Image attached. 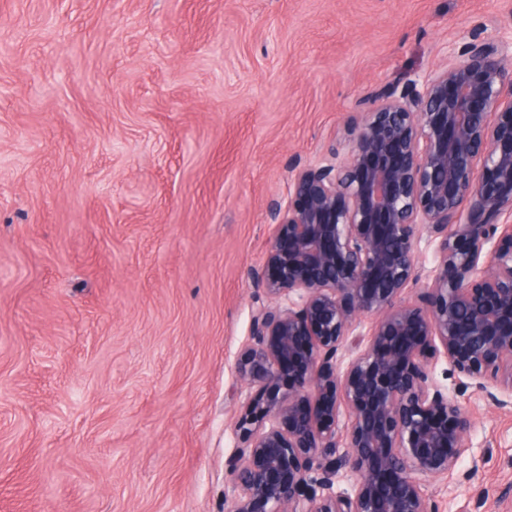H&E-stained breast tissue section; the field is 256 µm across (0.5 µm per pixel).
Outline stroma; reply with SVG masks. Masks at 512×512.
Here are the masks:
<instances>
[{
  "instance_id": "stroma-1",
  "label": "stroma",
  "mask_w": 512,
  "mask_h": 512,
  "mask_svg": "<svg viewBox=\"0 0 512 512\" xmlns=\"http://www.w3.org/2000/svg\"><path fill=\"white\" fill-rule=\"evenodd\" d=\"M512 0H0V512H224L295 165ZM439 512H512V406Z\"/></svg>"
}]
</instances>
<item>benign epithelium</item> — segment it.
I'll return each mask as SVG.
<instances>
[{
  "instance_id": "obj_1",
  "label": "benign epithelium",
  "mask_w": 512,
  "mask_h": 512,
  "mask_svg": "<svg viewBox=\"0 0 512 512\" xmlns=\"http://www.w3.org/2000/svg\"><path fill=\"white\" fill-rule=\"evenodd\" d=\"M449 57L367 93L344 143L294 169L273 209L249 273L265 302L235 362L255 395L235 421L225 512H438L423 481L454 474L473 418L432 364L512 403V40L470 34Z\"/></svg>"
}]
</instances>
